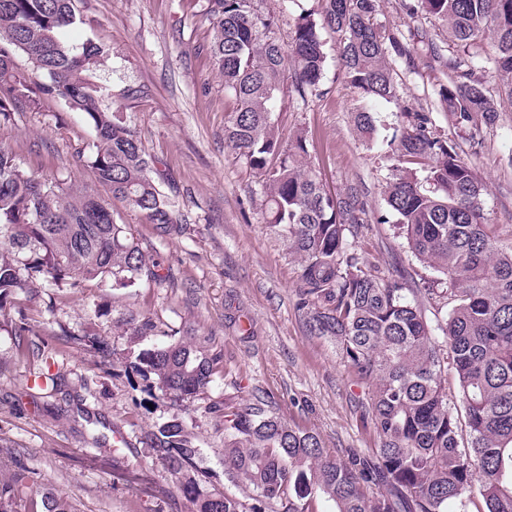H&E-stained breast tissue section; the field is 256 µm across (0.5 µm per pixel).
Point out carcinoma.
<instances>
[{"label": "carcinoma", "instance_id": "obj_1", "mask_svg": "<svg viewBox=\"0 0 512 512\" xmlns=\"http://www.w3.org/2000/svg\"><path fill=\"white\" fill-rule=\"evenodd\" d=\"M74 2L0 0V125L19 111L40 110L46 96L63 100L88 117L95 133L89 147L76 149L93 185L141 213L159 236L178 234L180 219L155 183L154 162L135 128L102 104L94 75L105 49L92 41L74 49L62 38L77 21ZM378 2L327 0L321 18L299 16L285 48L278 18L258 11L255 0H207L210 51L234 103L225 113L224 141L262 187L264 222L298 256L296 306L312 333L336 343L363 388V417L379 445L371 455L331 454L318 434L283 420L257 395L243 406L217 407L224 411L228 480L248 486L242 501L201 487L194 476L201 449L174 415L148 442L196 512H315L319 497L333 502V512H466L476 490L486 512H512V246L500 245L485 222L486 186L452 140L432 130L430 113L401 102L389 52L410 60L418 48L382 29ZM404 8L448 33L445 53L426 33L420 43L450 75L437 90L443 110L481 144V126L498 109L485 93L479 43L492 37L494 74L512 99V0H404ZM324 28L336 33L339 62L355 88L400 103L386 203L411 252L448 285L440 336L408 298L414 289L365 270L348 242L347 233L367 216L360 193L326 189L306 163L304 134L286 146L277 134L284 73L300 97L318 91L327 60ZM19 53L50 83L19 71ZM161 270L105 198L28 173L0 148V310L38 281L134 288L161 279ZM136 361L173 402L184 403L208 389L224 354L177 341L143 349ZM450 367L468 428L464 450L445 385ZM17 468L0 480V512H24L37 485L23 463ZM41 506V512H71L49 491Z\"/></svg>", "mask_w": 512, "mask_h": 512}]
</instances>
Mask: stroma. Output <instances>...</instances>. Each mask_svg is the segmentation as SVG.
Listing matches in <instances>:
<instances>
[{
	"label": "stroma",
	"mask_w": 512,
	"mask_h": 512,
	"mask_svg": "<svg viewBox=\"0 0 512 512\" xmlns=\"http://www.w3.org/2000/svg\"><path fill=\"white\" fill-rule=\"evenodd\" d=\"M256 4L278 17L284 44L302 11L319 15L326 7L325 0ZM206 6V0H80L83 21L65 33L70 46L105 47L101 99L130 116L183 223L182 234L162 239L140 214L113 200L114 214L161 260L164 280L135 288L46 285L18 294L0 312V476L24 460L38 483L66 497L74 512H194L146 444L148 433L176 413L203 450V484L233 491L224 472V418L216 408L255 393L286 420L317 433L331 453L367 454L376 444L361 417V387L333 342L308 333L296 307L298 266L263 222L252 171L224 142V114L233 103L208 51ZM376 21L403 41L418 27L444 41L429 20H411L401 0H379ZM322 36L327 62L319 92L303 98L285 86L276 114L282 140L304 133L309 160L328 189L352 186L364 195L367 219L354 225L349 242L367 266L417 289L427 316H434L445 303L427 289L435 274L399 236L382 190L400 110L352 87L335 34L326 29ZM390 62L406 104L431 112L436 130L454 138L486 185L487 221L503 245L512 244V105L502 104L483 127L480 145H472L440 105L437 90L448 73L437 59L422 54L411 65L396 56ZM359 112L374 117L373 142L354 131ZM92 139L87 118L50 96L40 111L0 125V147L24 170L75 186L88 174L74 150ZM144 317L161 330L156 343L189 330L224 354L211 387L183 408L133 365L140 345L129 321ZM21 323L26 334L14 335ZM88 330L108 344V360L85 346ZM118 431L124 442H115Z\"/></svg>",
	"instance_id": "35a3bbf8"
}]
</instances>
